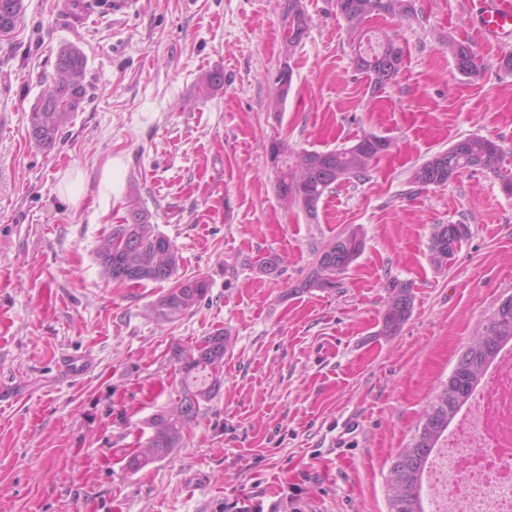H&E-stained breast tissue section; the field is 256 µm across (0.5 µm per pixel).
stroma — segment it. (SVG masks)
Wrapping results in <instances>:
<instances>
[{
  "label": "stroma",
  "instance_id": "35a3bbf8",
  "mask_svg": "<svg viewBox=\"0 0 512 512\" xmlns=\"http://www.w3.org/2000/svg\"><path fill=\"white\" fill-rule=\"evenodd\" d=\"M0 40V512H236L259 493L293 512H390L388 471L468 342L512 294V196L489 170L422 186L414 171L470 135L512 161V36L484 40L476 0H416L379 15L368 39L404 50L373 90L336 0H302L308 29L283 42V0H137L79 31L56 0H23ZM469 42L477 76L447 40ZM87 57L86 99L55 146L26 134L62 47ZM292 72L276 100L275 77ZM222 88L202 93L206 72ZM372 133L391 149L337 186L310 219L277 191L272 142L326 151ZM173 243L178 274L209 284L180 319L156 318L166 284L107 279L96 250L131 201ZM465 224L452 261L430 257L433 225ZM351 231L364 249L333 290L294 293L319 253ZM278 260L276 272L261 258ZM412 287L383 331L393 282ZM230 341L223 386L180 448L140 470L130 455L171 413L170 349L215 330ZM94 368L63 376L62 353ZM384 314V331L387 334L397 332L402 324L409 318L413 308V293L408 283L393 282Z\"/></svg>",
  "mask_w": 512,
  "mask_h": 512
}]
</instances>
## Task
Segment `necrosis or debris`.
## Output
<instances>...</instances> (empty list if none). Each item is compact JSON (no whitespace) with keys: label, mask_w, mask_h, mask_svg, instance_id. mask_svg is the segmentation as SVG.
I'll list each match as a JSON object with an SVG mask.
<instances>
[{"label":"necrosis or debris","mask_w":512,"mask_h":512,"mask_svg":"<svg viewBox=\"0 0 512 512\" xmlns=\"http://www.w3.org/2000/svg\"><path fill=\"white\" fill-rule=\"evenodd\" d=\"M430 512H512V347L450 426L426 470Z\"/></svg>","instance_id":"1"}]
</instances>
